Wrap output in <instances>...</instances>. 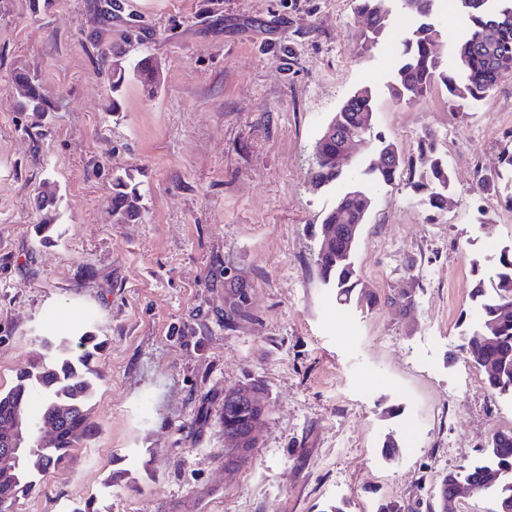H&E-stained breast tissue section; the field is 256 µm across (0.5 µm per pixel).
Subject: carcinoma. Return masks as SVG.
<instances>
[{
    "label": "carcinoma",
    "instance_id": "obj_1",
    "mask_svg": "<svg viewBox=\"0 0 512 512\" xmlns=\"http://www.w3.org/2000/svg\"><path fill=\"white\" fill-rule=\"evenodd\" d=\"M388 0H356V9L364 19L360 38L377 40L390 30ZM412 12L421 17L419 24L400 41V52L392 81L388 85L391 99L409 103L426 96L436 83L448 91V98L458 111H464L475 101L487 98L498 83L512 75V0L500 7H491L492 0H458L470 20L468 32L454 46V66L447 68L434 52L433 40L442 37V30L430 22L435 0H414ZM98 14L105 23L112 22L121 12V0H97ZM112 93H118L130 75L141 82L157 87L158 69L148 55L127 68L117 58L111 63ZM22 98L21 110L44 114L50 111L46 96L31 82L17 83ZM377 112L374 91L368 86L356 88L341 105L330 123L337 128L324 132L315 145V165L311 182L315 187H333L350 178V168L340 161L345 135L353 134L371 140L373 126L369 115ZM382 149L392 153L387 165L374 163L365 168V174L379 185L392 183L399 170H410L411 188L429 209L442 211L448 205V190L452 176L448 160L438 152L433 134H425L418 146L416 158L405 160L391 142L382 143ZM505 172L495 176L478 175V184L484 191H498V184L512 182V153L503 159ZM141 194L123 176L112 178V213L117 224H127L139 218ZM370 193L353 184L341 194L328 210L320 224L317 248L314 254L322 285L333 289L341 304L357 298L361 304L371 305L376 297L370 293H355L359 274L353 260L357 237L353 227L362 225L371 210ZM478 277L472 298L480 319L475 328L465 333L459 353L483 375L484 384L492 391L512 395V312L504 308L512 305V249L500 252L492 276L484 278L480 264H473ZM490 287H485V282ZM224 291L237 299V311L224 314V327L239 324L250 318L247 291L232 282L224 283ZM45 353L28 370L17 376L15 384L0 391V448L11 443L14 430L26 423H38L54 429L52 436L37 448L25 449L17 466L0 470V512H9L17 498L39 487L37 475L64 468L81 439L88 436L87 404L93 390L90 375L92 361L98 354L94 336L83 334L75 339L62 338L44 342ZM38 395L41 405L35 412L29 404ZM239 386L224 389V438H234L236 448L224 449V464L231 466L243 461L245 448H254L250 429L253 423L267 418V409L247 400L236 398ZM485 451L491 464L473 465L464 477L448 473L440 477L434 487L443 502L453 500L460 485L479 493L492 484L485 475L498 476L512 470V431H499L488 441ZM493 512H512V483L496 491Z\"/></svg>",
    "mask_w": 512,
    "mask_h": 512
}]
</instances>
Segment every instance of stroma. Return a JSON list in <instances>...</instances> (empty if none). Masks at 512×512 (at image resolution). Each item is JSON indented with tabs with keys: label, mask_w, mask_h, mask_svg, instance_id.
I'll use <instances>...</instances> for the list:
<instances>
[{
	"label": "stroma",
	"mask_w": 512,
	"mask_h": 512,
	"mask_svg": "<svg viewBox=\"0 0 512 512\" xmlns=\"http://www.w3.org/2000/svg\"><path fill=\"white\" fill-rule=\"evenodd\" d=\"M94 3L0 0V390L45 340L88 330L103 344L92 437L10 512H440L439 478L512 428V397L458 354L472 266L492 273L512 246V206L474 180L512 151V77L464 112L440 85L394 104L399 44L356 47L353 0H123L137 41L121 21L100 25ZM433 19L452 65L470 22L457 0ZM112 51L153 57L159 86L132 78L113 96ZM21 77L49 100L44 118L21 111ZM360 85L377 97V137L410 157L433 132L454 174L441 213L408 171L372 189L354 253L369 307L320 282L316 241L338 193L310 185L316 141ZM125 173L142 211L118 224L111 180ZM228 270L252 313L230 330ZM408 291L413 306L392 305ZM249 379L268 417L228 471L224 390Z\"/></svg>",
	"instance_id": "1"
}]
</instances>
